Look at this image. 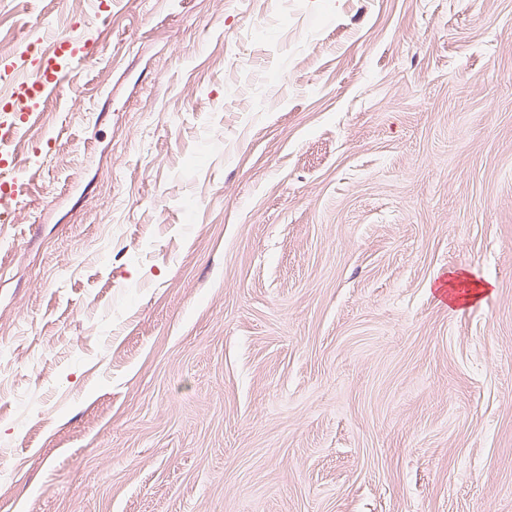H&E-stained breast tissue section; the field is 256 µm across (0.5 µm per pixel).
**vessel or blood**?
I'll use <instances>...</instances> for the list:
<instances>
[{"label":"vessel or blood","instance_id":"obj_1","mask_svg":"<svg viewBox=\"0 0 512 512\" xmlns=\"http://www.w3.org/2000/svg\"><path fill=\"white\" fill-rule=\"evenodd\" d=\"M68 50L66 41L56 43V54L41 57L35 68H20L12 88L0 96V168L11 177L0 181V202L17 201L24 193V179L11 144L23 133L42 99L58 84V59Z\"/></svg>","mask_w":512,"mask_h":512}]
</instances>
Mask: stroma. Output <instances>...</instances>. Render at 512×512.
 Segmentation results:
<instances>
[{
  "label": "stroma",
  "instance_id": "stroma-1",
  "mask_svg": "<svg viewBox=\"0 0 512 512\" xmlns=\"http://www.w3.org/2000/svg\"><path fill=\"white\" fill-rule=\"evenodd\" d=\"M61 37L0 512H512V0H0ZM440 284H444L445 286L442 288H446L448 286V305L454 308L458 306L469 305L470 303L477 301L482 296L489 294L490 287L493 285V282L489 280H485L484 282H479L474 280L472 275L467 271L457 272L454 270H448V281H445L444 278L437 276L432 284L435 285V288H439ZM457 288H467V291L464 295L454 294L457 291Z\"/></svg>",
  "mask_w": 512,
  "mask_h": 512
}]
</instances>
